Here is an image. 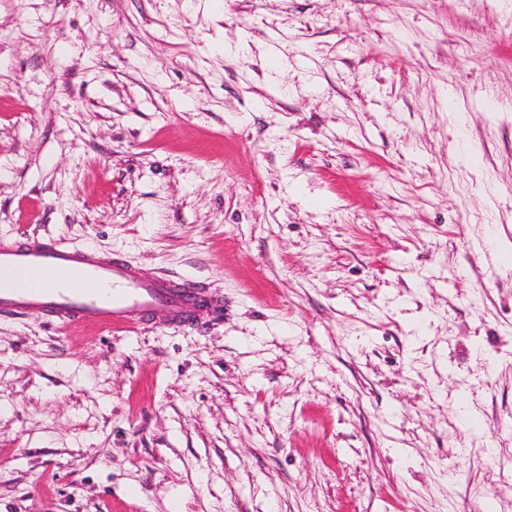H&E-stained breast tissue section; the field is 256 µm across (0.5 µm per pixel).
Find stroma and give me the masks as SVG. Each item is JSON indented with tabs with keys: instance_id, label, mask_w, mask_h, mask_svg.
Masks as SVG:
<instances>
[{
	"instance_id": "35a3bbf8",
	"label": "stroma",
	"mask_w": 512,
	"mask_h": 512,
	"mask_svg": "<svg viewBox=\"0 0 512 512\" xmlns=\"http://www.w3.org/2000/svg\"><path fill=\"white\" fill-rule=\"evenodd\" d=\"M224 299L0 318V512H512V0H0V242Z\"/></svg>"
}]
</instances>
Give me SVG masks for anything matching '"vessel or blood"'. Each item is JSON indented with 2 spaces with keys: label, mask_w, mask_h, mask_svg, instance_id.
Masks as SVG:
<instances>
[{
  "label": "vessel or blood",
  "mask_w": 512,
  "mask_h": 512,
  "mask_svg": "<svg viewBox=\"0 0 512 512\" xmlns=\"http://www.w3.org/2000/svg\"><path fill=\"white\" fill-rule=\"evenodd\" d=\"M199 289L139 277L122 260L53 239L0 243V315L42 310L60 326L86 322L133 331L163 311L171 324L194 326L220 313L223 298L199 306Z\"/></svg>",
  "instance_id": "b4317fda"
}]
</instances>
